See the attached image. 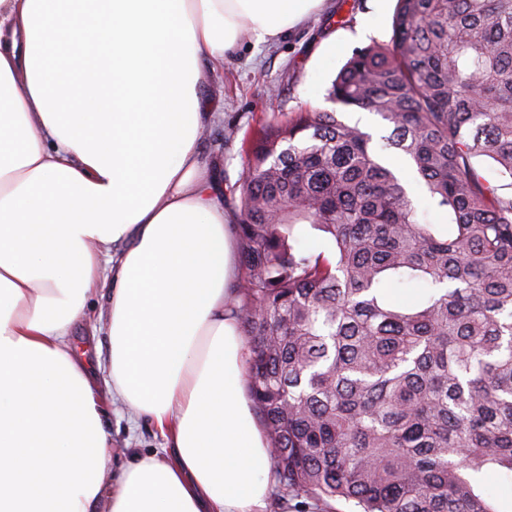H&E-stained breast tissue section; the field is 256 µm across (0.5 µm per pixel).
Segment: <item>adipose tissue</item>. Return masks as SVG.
Masks as SVG:
<instances>
[{
	"instance_id": "1",
	"label": "adipose tissue",
	"mask_w": 512,
	"mask_h": 512,
	"mask_svg": "<svg viewBox=\"0 0 512 512\" xmlns=\"http://www.w3.org/2000/svg\"><path fill=\"white\" fill-rule=\"evenodd\" d=\"M322 0H0V512H264L202 90ZM116 253H109V246ZM102 295L112 386L66 338ZM168 458L112 473L102 396Z\"/></svg>"
}]
</instances>
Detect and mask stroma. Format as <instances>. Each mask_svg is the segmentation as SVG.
I'll list each match as a JSON object with an SVG mask.
<instances>
[{
  "mask_svg": "<svg viewBox=\"0 0 512 512\" xmlns=\"http://www.w3.org/2000/svg\"><path fill=\"white\" fill-rule=\"evenodd\" d=\"M395 0H323L321 8L300 27L271 42H256L242 31L237 51L203 94L215 119L200 142L205 159L219 160L226 189L224 213L233 217L237 202L231 190L246 171L238 144L224 141V129L247 133L271 116L306 109H330L327 90L353 49L389 40ZM100 296L87 302L86 320L75 324L68 344L99 383L111 380L110 342L104 328ZM103 429L112 441V471L120 473L132 454L161 452L167 440L147 417L135 416L121 404L103 401Z\"/></svg>",
  "mask_w": 512,
  "mask_h": 512,
  "instance_id": "obj_1",
  "label": "stroma"
}]
</instances>
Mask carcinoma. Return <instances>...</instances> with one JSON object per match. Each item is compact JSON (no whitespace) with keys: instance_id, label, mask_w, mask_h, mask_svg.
Instances as JSON below:
<instances>
[{"instance_id":"cac0c4a2","label":"carcinoma","mask_w":512,"mask_h":512,"mask_svg":"<svg viewBox=\"0 0 512 512\" xmlns=\"http://www.w3.org/2000/svg\"><path fill=\"white\" fill-rule=\"evenodd\" d=\"M327 98L240 147L225 311L278 500L501 512L483 477L512 475V0H396L389 40L354 50ZM345 109L387 121L385 144ZM388 150L447 223L419 221ZM404 283L424 291L398 302Z\"/></svg>"}]
</instances>
